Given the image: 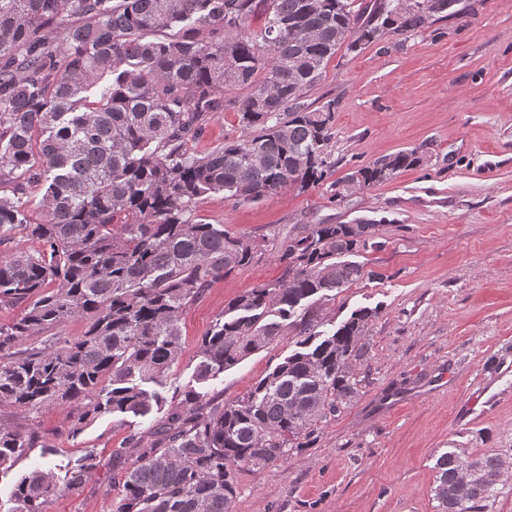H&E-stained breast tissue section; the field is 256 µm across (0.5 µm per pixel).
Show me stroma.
Segmentation results:
<instances>
[{"instance_id":"35a3bbf8","label":"stroma","mask_w":512,"mask_h":512,"mask_svg":"<svg viewBox=\"0 0 512 512\" xmlns=\"http://www.w3.org/2000/svg\"><path fill=\"white\" fill-rule=\"evenodd\" d=\"M464 2L465 14L411 39L340 47L306 97L315 106L336 102L338 175L412 147L424 150L420 166L335 204L322 183L257 202L213 194L195 212L196 220L257 237L370 221L383 243L353 257L380 279L305 303L327 331L355 310H376L364 329L369 352L355 368L356 397L313 447L238 470L232 512H438L434 465L442 452L493 449L512 464V0ZM281 274L266 256L216 281L186 310L165 398L192 384L201 339L225 304ZM293 348L285 337L201 389L241 397ZM159 417L108 415L72 437L64 409L27 416L48 447L0 466V512H8L20 474L50 469L65 479L89 449L99 460L95 475L79 492L60 491L48 512H112L125 474L112 451Z\"/></svg>"}]
</instances>
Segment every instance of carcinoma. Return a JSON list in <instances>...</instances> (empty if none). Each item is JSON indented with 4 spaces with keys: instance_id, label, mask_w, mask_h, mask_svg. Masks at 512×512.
I'll list each match as a JSON object with an SVG mask.
<instances>
[{
    "instance_id": "cac0c4a2",
    "label": "carcinoma",
    "mask_w": 512,
    "mask_h": 512,
    "mask_svg": "<svg viewBox=\"0 0 512 512\" xmlns=\"http://www.w3.org/2000/svg\"><path fill=\"white\" fill-rule=\"evenodd\" d=\"M454 8H448V5ZM460 0H0V407L69 411L79 433L105 415L145 417L182 351L181 319L206 288L274 253L273 283L229 301L202 338L205 383L288 334L296 349L230 401L189 387L148 431L112 450L129 461L113 512H232L235 470L263 469L311 448L357 394L356 362L377 311L333 332L304 314L316 295L378 277L342 257L380 249L375 225L309 224L283 240L194 220L222 193L257 202L304 190L335 171L336 100L304 103L337 48L406 38L459 13ZM261 16L263 25L250 26ZM240 95L232 96L230 92ZM242 135L198 153L217 113ZM421 162L401 150L331 183L330 202ZM38 241L18 246L14 232ZM83 318L77 338L61 332ZM47 447L33 427L0 422V466ZM478 475L460 491L462 466ZM493 450L435 462L439 512H484L505 469ZM98 468L69 471L74 491ZM58 494L44 470L23 474L11 512H47Z\"/></svg>"
}]
</instances>
